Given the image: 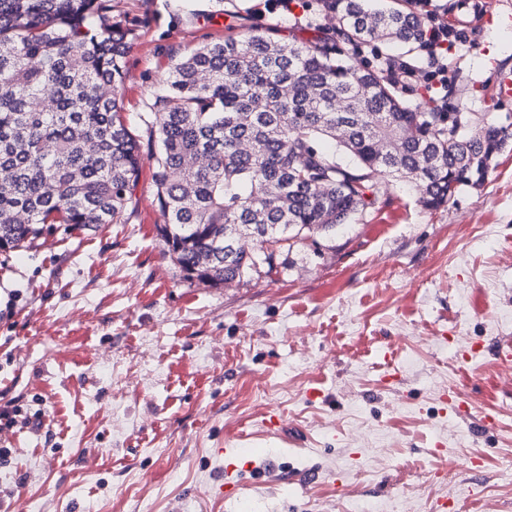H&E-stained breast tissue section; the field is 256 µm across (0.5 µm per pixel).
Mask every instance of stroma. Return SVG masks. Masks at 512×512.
<instances>
[{
	"label": "stroma",
	"instance_id": "1",
	"mask_svg": "<svg viewBox=\"0 0 512 512\" xmlns=\"http://www.w3.org/2000/svg\"><path fill=\"white\" fill-rule=\"evenodd\" d=\"M458 2L448 19L472 35L447 89L418 77L401 97L512 125V0ZM114 4L135 34L118 96L138 208L0 253V405L42 420L0 431V512H512V146L444 207L387 178L322 253L295 249L260 281L186 283L156 229L146 99L174 56L254 28L331 44L336 20L317 0L259 23L252 0Z\"/></svg>",
	"mask_w": 512,
	"mask_h": 512
}]
</instances>
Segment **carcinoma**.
Segmentation results:
<instances>
[{
	"instance_id": "carcinoma-1",
	"label": "carcinoma",
	"mask_w": 512,
	"mask_h": 512,
	"mask_svg": "<svg viewBox=\"0 0 512 512\" xmlns=\"http://www.w3.org/2000/svg\"><path fill=\"white\" fill-rule=\"evenodd\" d=\"M110 16L112 0H0V251L135 212L140 146L116 97L132 32ZM333 16L345 49L250 30L174 60L145 101L157 231L182 279L219 287L271 276L298 245L321 252L385 176L437 209L512 140L486 115L450 124L405 104L357 58L370 41L421 43L419 16L369 0H334Z\"/></svg>"
}]
</instances>
